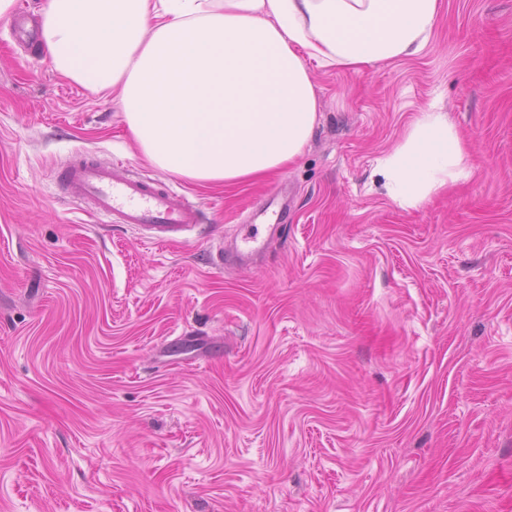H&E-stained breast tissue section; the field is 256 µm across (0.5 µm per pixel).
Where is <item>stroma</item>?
Wrapping results in <instances>:
<instances>
[{
	"label": "stroma",
	"instance_id": "1",
	"mask_svg": "<svg viewBox=\"0 0 512 512\" xmlns=\"http://www.w3.org/2000/svg\"><path fill=\"white\" fill-rule=\"evenodd\" d=\"M441 2L415 55L312 66L301 158L224 187L0 20V512H512V0ZM428 110L470 175L403 208L375 173ZM81 153L200 224L102 223L56 186Z\"/></svg>",
	"mask_w": 512,
	"mask_h": 512
}]
</instances>
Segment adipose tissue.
<instances>
[{
	"mask_svg": "<svg viewBox=\"0 0 512 512\" xmlns=\"http://www.w3.org/2000/svg\"><path fill=\"white\" fill-rule=\"evenodd\" d=\"M439 0H46L41 44L61 76L116 93L161 170L201 185L259 181L298 161L317 124L310 62L361 71L417 53ZM445 114L423 113L382 162L402 207L468 178Z\"/></svg>",
	"mask_w": 512,
	"mask_h": 512,
	"instance_id": "adipose-tissue-1",
	"label": "adipose tissue"
}]
</instances>
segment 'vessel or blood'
Segmentation results:
<instances>
[{"instance_id": "obj_1", "label": "vessel or blood", "mask_w": 512, "mask_h": 512, "mask_svg": "<svg viewBox=\"0 0 512 512\" xmlns=\"http://www.w3.org/2000/svg\"><path fill=\"white\" fill-rule=\"evenodd\" d=\"M73 199L90 202L97 215L154 230V242L166 243L198 224L201 211L162 181H145L91 156L66 164L57 175Z\"/></svg>"}]
</instances>
